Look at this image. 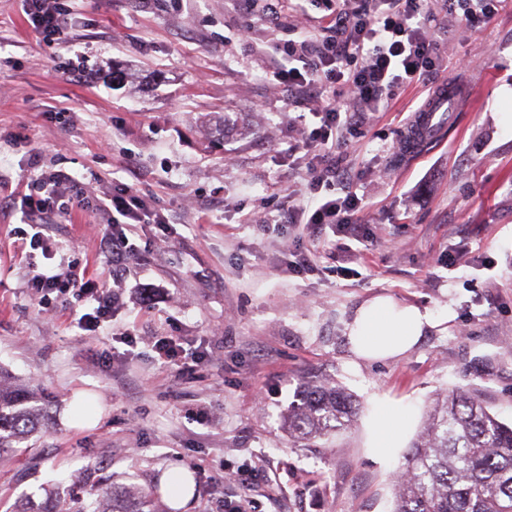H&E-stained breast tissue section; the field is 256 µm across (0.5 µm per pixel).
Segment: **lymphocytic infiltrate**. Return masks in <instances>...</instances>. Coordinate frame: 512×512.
<instances>
[{
    "label": "lymphocytic infiltrate",
    "mask_w": 512,
    "mask_h": 512,
    "mask_svg": "<svg viewBox=\"0 0 512 512\" xmlns=\"http://www.w3.org/2000/svg\"><path fill=\"white\" fill-rule=\"evenodd\" d=\"M325 10L317 32L289 41L285 58L273 77L299 102L314 101L319 123L305 140L306 150L320 154V166L307 190L316 194L336 180L334 161L322 155L329 141L356 130L365 113L387 109L396 90L416 85L432 92L436 63L440 58L437 30L457 18L467 26L487 24L495 12V0H318ZM27 21L45 43L61 41L66 27V0H23ZM74 178L63 171L41 174L22 196L21 221L26 228L15 242L18 252L41 249L47 262L32 266L29 286L35 293L71 292L81 301L73 316L80 329L92 330L112 317V291L74 266H50L54 253L48 242L49 218L77 210L110 213L108 230L100 241L111 264H121L131 253L127 226L165 223L163 215H149L137 191L128 185L98 198L82 190L67 191ZM297 191L287 194L292 205L288 221L321 227L335 225L337 232L363 241L353 217L360 201L353 195L328 199L316 208L297 204Z\"/></svg>",
    "instance_id": "lymphocytic-infiltrate-1"
}]
</instances>
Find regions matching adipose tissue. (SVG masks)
Returning <instances> with one entry per match:
<instances>
[{
    "instance_id": "adipose-tissue-1",
    "label": "adipose tissue",
    "mask_w": 512,
    "mask_h": 512,
    "mask_svg": "<svg viewBox=\"0 0 512 512\" xmlns=\"http://www.w3.org/2000/svg\"><path fill=\"white\" fill-rule=\"evenodd\" d=\"M437 324L428 310L380 294L357 309L348 325V336L357 358L386 361L409 353ZM411 419L410 405L374 399L367 423L368 446L379 459L392 460L410 432Z\"/></svg>"
}]
</instances>
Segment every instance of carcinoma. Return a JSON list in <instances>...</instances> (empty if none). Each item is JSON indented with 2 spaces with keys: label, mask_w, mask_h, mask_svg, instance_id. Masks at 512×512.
I'll return each instance as SVG.
<instances>
[{
  "label": "carcinoma",
  "mask_w": 512,
  "mask_h": 512,
  "mask_svg": "<svg viewBox=\"0 0 512 512\" xmlns=\"http://www.w3.org/2000/svg\"><path fill=\"white\" fill-rule=\"evenodd\" d=\"M49 405L0 373V452L38 434ZM357 414L344 389L312 384L284 425L291 440L311 441L347 431ZM401 474L392 512H512V426L475 395L440 393ZM156 496L97 483L87 499L67 507L55 498L42 505L26 500L14 512H160Z\"/></svg>",
  "instance_id": "1"
}]
</instances>
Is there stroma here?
<instances>
[{
    "mask_svg": "<svg viewBox=\"0 0 512 512\" xmlns=\"http://www.w3.org/2000/svg\"><path fill=\"white\" fill-rule=\"evenodd\" d=\"M69 44H47L21 0H0V370L52 397L40 439L0 453V512L17 500L76 497L81 478L150 490L171 467L192 476L182 512H391L403 455L368 447L374 398L412 404L422 426L437 394L480 396L512 421V0L491 23L449 18L438 34L441 78L472 97L440 140L399 149L418 86L396 90L346 145L328 148L350 181L335 197L362 202L367 244L281 223L283 186H305L316 164L303 146L305 106L272 81L296 27L323 11L266 18L265 0H71ZM250 39L238 36L244 23ZM121 68L132 85L112 83ZM136 165L126 170L125 154ZM64 170L102 197L124 183L162 224L131 226L136 255L111 268L107 222L76 212L53 225L65 252L121 298L110 321L83 331L69 296L36 300L13 248L17 183ZM316 267L286 264L296 246ZM389 294L439 321L405 356L351 352L347 323ZM174 337L167 364L154 342ZM349 392L359 415L309 445L283 417L307 382ZM247 473L248 483L233 481Z\"/></svg>",
    "mask_w": 512,
    "mask_h": 512,
    "instance_id": "stroma-1",
    "label": "stroma"
}]
</instances>
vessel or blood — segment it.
<instances>
[{
	"instance_id": "vessel-or-blood-1",
	"label": "vessel or blood",
	"mask_w": 512,
	"mask_h": 512,
	"mask_svg": "<svg viewBox=\"0 0 512 512\" xmlns=\"http://www.w3.org/2000/svg\"><path fill=\"white\" fill-rule=\"evenodd\" d=\"M467 100L468 93L460 85L439 83L415 115L410 134L401 145L403 153L413 155L424 143L437 139L444 129L442 115L460 111Z\"/></svg>"
}]
</instances>
